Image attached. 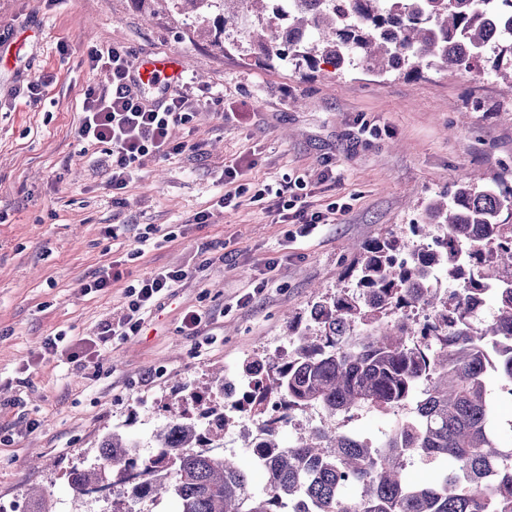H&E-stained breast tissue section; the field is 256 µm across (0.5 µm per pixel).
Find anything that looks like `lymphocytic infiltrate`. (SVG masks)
Here are the masks:
<instances>
[{
  "label": "lymphocytic infiltrate",
  "instance_id": "lymphocytic-infiltrate-1",
  "mask_svg": "<svg viewBox=\"0 0 512 512\" xmlns=\"http://www.w3.org/2000/svg\"><path fill=\"white\" fill-rule=\"evenodd\" d=\"M92 66L103 67L112 75V86L107 90L87 88L82 104V116L77 130L79 139L87 145H108L113 189H124L143 169L147 161L163 160L183 151V144L174 142L173 127L189 120L191 103L187 96L175 92L165 95L161 105H154L135 78L136 65L129 54L112 47L91 54ZM276 197L283 200L280 222L298 224L299 235H307L317 225L327 223L336 214V205L326 211H310L300 197L285 199L283 189H276ZM184 271H162L138 280L126 290L128 314L118 322L104 324L93 347L107 346L111 337L138 335L143 317L158 298L185 279Z\"/></svg>",
  "mask_w": 512,
  "mask_h": 512
}]
</instances>
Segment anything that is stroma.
I'll list each match as a JSON object with an SVG mask.
<instances>
[{"label": "stroma", "instance_id": "1", "mask_svg": "<svg viewBox=\"0 0 512 512\" xmlns=\"http://www.w3.org/2000/svg\"><path fill=\"white\" fill-rule=\"evenodd\" d=\"M187 29L174 12L147 21L133 0H0V44L17 49L0 63V512H31L33 486L69 512L63 473L84 451L128 419L145 434L173 390L205 389L213 367L286 348L289 316L337 284L351 243L409 234L470 170L512 179V89L500 79L438 63L417 76L267 68ZM113 46L135 61L183 56L193 103L171 132L185 151L147 163L122 190L106 145L77 137L85 89L111 85L88 54ZM267 184L343 210L289 236L276 197L259 194ZM236 189L237 206L221 207ZM149 224L158 232L143 249ZM104 269L110 288L86 291ZM173 269L187 277L140 335L112 337L81 366L46 352L58 332L73 342L118 321L130 284ZM190 310L206 315L191 336Z\"/></svg>", "mask_w": 512, "mask_h": 512}]
</instances>
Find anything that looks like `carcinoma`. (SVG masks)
Wrapping results in <instances>:
<instances>
[{
	"instance_id": "carcinoma-1",
	"label": "carcinoma",
	"mask_w": 512,
	"mask_h": 512,
	"mask_svg": "<svg viewBox=\"0 0 512 512\" xmlns=\"http://www.w3.org/2000/svg\"><path fill=\"white\" fill-rule=\"evenodd\" d=\"M135 3L176 10L225 51L239 48L226 32L249 6L257 24L244 51L264 67L323 61L385 74L477 61L512 86V0H297L283 24L278 0ZM410 230L356 249L344 285L289 322L288 361L243 363L244 375L267 367L249 394L226 405L223 375L207 394L182 387L148 432L155 451L138 454L113 429L66 471L74 496L112 488L100 512H135L142 500L173 512H512V448L496 434L489 379L512 396V181L466 175ZM477 296L494 302L491 319L471 316ZM419 308L430 316L421 328ZM278 410L317 411L320 424L286 443L270 420ZM360 411L394 416L378 442L336 427ZM241 416L255 420L243 436L245 448L258 442L250 459L224 451ZM414 457L432 465L418 481L406 474Z\"/></svg>"
}]
</instances>
